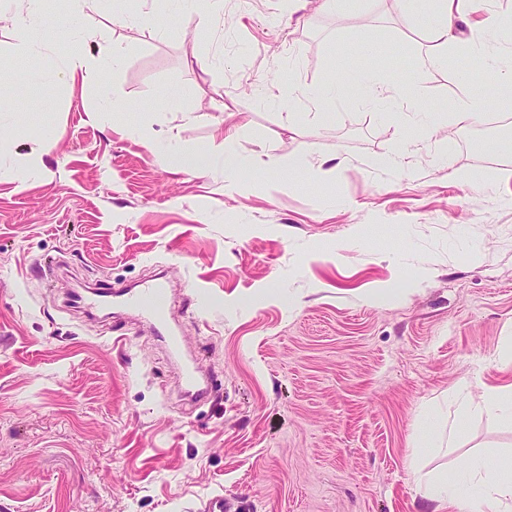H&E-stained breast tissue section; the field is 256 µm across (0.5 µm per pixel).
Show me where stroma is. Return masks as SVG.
Returning a JSON list of instances; mask_svg holds the SVG:
<instances>
[{"label": "stroma", "mask_w": 512, "mask_h": 512, "mask_svg": "<svg viewBox=\"0 0 512 512\" xmlns=\"http://www.w3.org/2000/svg\"><path fill=\"white\" fill-rule=\"evenodd\" d=\"M319 4L224 0L204 29L199 0H118L69 35L72 0H40L34 59L0 27V105L13 72L37 73L23 130L0 116V512H204L219 493L236 512H436L426 480L512 456V421L449 400L512 346V181L495 179L512 170L508 107L462 53L512 34V0L457 18L447 60L423 75L429 0ZM75 50L101 82L55 79ZM348 70L409 93L366 95ZM328 86L333 100H311ZM466 96L484 102L479 122L456 117ZM418 108L447 140L407 128ZM146 130L191 153L232 135L247 160L232 181L202 176ZM52 132L46 176L18 190ZM397 148L402 170L372 168ZM298 156L308 171H289ZM163 270L179 297L207 296L167 318L213 381L199 404L150 325L71 300L77 282L106 291Z\"/></svg>", "instance_id": "obj_1"}]
</instances>
